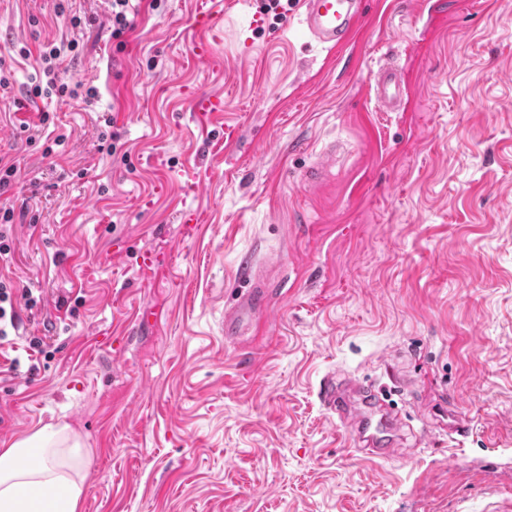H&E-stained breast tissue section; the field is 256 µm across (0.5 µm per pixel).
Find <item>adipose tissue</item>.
<instances>
[{
	"label": "adipose tissue",
	"mask_w": 512,
	"mask_h": 512,
	"mask_svg": "<svg viewBox=\"0 0 512 512\" xmlns=\"http://www.w3.org/2000/svg\"><path fill=\"white\" fill-rule=\"evenodd\" d=\"M34 452L41 462L21 465ZM85 454L80 435L68 425L47 424L0 450V512H77L85 480ZM55 488L51 500L42 488Z\"/></svg>",
	"instance_id": "ef3b65f1"
}]
</instances>
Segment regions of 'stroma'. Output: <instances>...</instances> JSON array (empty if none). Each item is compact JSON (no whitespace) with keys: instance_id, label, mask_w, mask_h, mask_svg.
Segmentation results:
<instances>
[{"instance_id":"stroma-1","label":"stroma","mask_w":512,"mask_h":512,"mask_svg":"<svg viewBox=\"0 0 512 512\" xmlns=\"http://www.w3.org/2000/svg\"><path fill=\"white\" fill-rule=\"evenodd\" d=\"M262 2L222 0L204 63L195 0H139L121 46L110 0H0L9 276L41 297L18 333L48 353L0 375V448L73 428L77 512H512V0H363L341 48L298 0ZM63 39L60 78L93 107L28 95ZM384 64L407 87L395 112ZM252 288L265 303L225 336ZM330 375L388 398L397 454L356 451L318 397ZM448 398L464 435L435 419ZM375 90L377 100L386 112L398 109L405 92L396 71L392 68H380L377 71Z\"/></svg>"}]
</instances>
